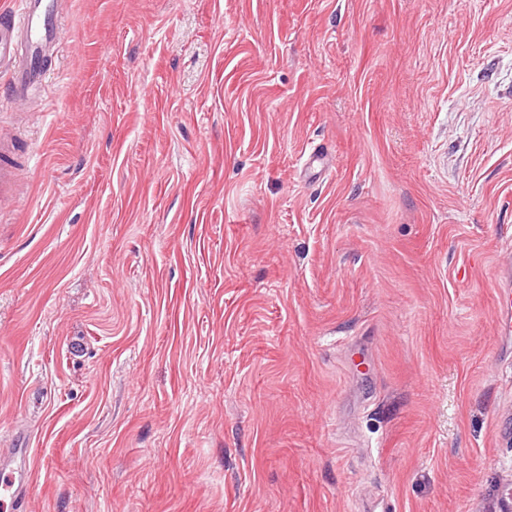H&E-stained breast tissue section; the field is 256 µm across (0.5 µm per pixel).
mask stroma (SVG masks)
Segmentation results:
<instances>
[{
	"label": "stroma",
	"instance_id": "stroma-1",
	"mask_svg": "<svg viewBox=\"0 0 512 512\" xmlns=\"http://www.w3.org/2000/svg\"><path fill=\"white\" fill-rule=\"evenodd\" d=\"M59 18L48 83L0 111V448L30 450L24 512H491L512 0Z\"/></svg>",
	"mask_w": 512,
	"mask_h": 512
}]
</instances>
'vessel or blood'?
<instances>
[{
	"label": "vessel or blood",
	"mask_w": 512,
	"mask_h": 512,
	"mask_svg": "<svg viewBox=\"0 0 512 512\" xmlns=\"http://www.w3.org/2000/svg\"><path fill=\"white\" fill-rule=\"evenodd\" d=\"M59 0H10L6 23H0V72L8 76L13 103L28 102L31 90L43 85L44 57L57 47ZM31 468L23 451H0V489L6 490L11 512H20Z\"/></svg>",
	"instance_id": "1"
}]
</instances>
